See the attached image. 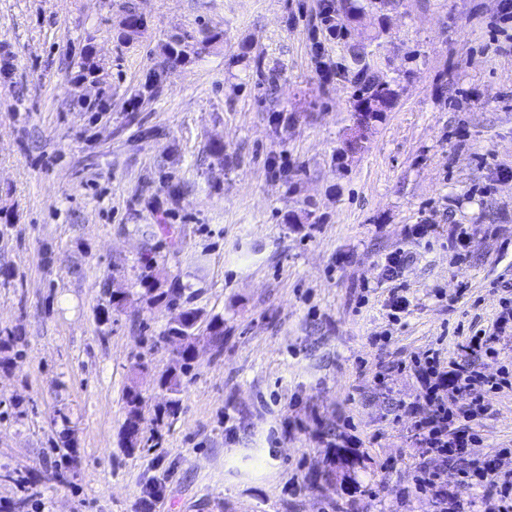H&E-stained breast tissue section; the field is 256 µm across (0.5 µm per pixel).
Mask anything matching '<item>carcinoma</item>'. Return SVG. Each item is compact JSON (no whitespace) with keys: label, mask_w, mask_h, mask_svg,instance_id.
Here are the masks:
<instances>
[{"label":"carcinoma","mask_w":512,"mask_h":512,"mask_svg":"<svg viewBox=\"0 0 512 512\" xmlns=\"http://www.w3.org/2000/svg\"><path fill=\"white\" fill-rule=\"evenodd\" d=\"M384 0H342L341 13L336 27L346 30L366 11L377 7ZM346 69L359 79L360 84L355 94L354 111L365 113L366 124L383 119L397 97L398 92L390 81L374 70L362 44H354L350 48V63ZM145 293L153 301H165L171 306L181 308V320L178 324H170L159 337V341L169 343L177 350L174 366L161 377V386L169 393V398L160 408L156 420L173 417L180 408L182 379L193 370L194 357L192 349L200 332H205L207 341L215 353L224 351V317L214 315L204 319L203 311L191 304L192 297H184L182 288H158L152 276H146ZM142 394L136 383H131L125 393L126 418L119 437V447L131 455L145 447L143 418L141 414Z\"/></svg>","instance_id":"cac0c4a2"}]
</instances>
